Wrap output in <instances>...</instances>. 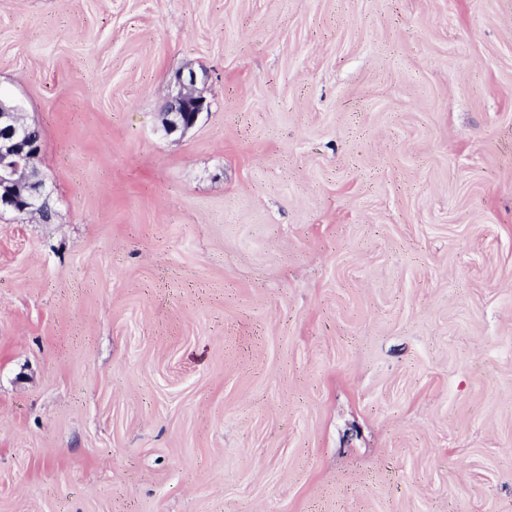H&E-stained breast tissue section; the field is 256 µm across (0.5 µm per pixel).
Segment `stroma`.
Segmentation results:
<instances>
[{"mask_svg":"<svg viewBox=\"0 0 512 512\" xmlns=\"http://www.w3.org/2000/svg\"><path fill=\"white\" fill-rule=\"evenodd\" d=\"M0 95V512H512V0H0ZM179 87L175 95H171L167 102L165 122L167 134L176 132L184 133L192 128L198 121L200 115L208 110V104L203 96L197 94V74L195 71H188L186 75L179 73L176 77ZM33 127L20 121L18 112L0 98V210L52 220L51 193L39 178L40 151Z\"/></svg>","mask_w":512,"mask_h":512,"instance_id":"obj_1","label":"stroma"}]
</instances>
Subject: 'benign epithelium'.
Here are the masks:
<instances>
[{
	"instance_id": "1",
	"label": "benign epithelium",
	"mask_w": 512,
	"mask_h": 512,
	"mask_svg": "<svg viewBox=\"0 0 512 512\" xmlns=\"http://www.w3.org/2000/svg\"><path fill=\"white\" fill-rule=\"evenodd\" d=\"M178 91L167 102V134L192 128L208 110L203 96L197 94V74L190 70L176 77ZM40 147L33 127L20 121L18 113L0 99V210L22 216H36L48 224L54 210L51 193L39 178L37 159Z\"/></svg>"
}]
</instances>
